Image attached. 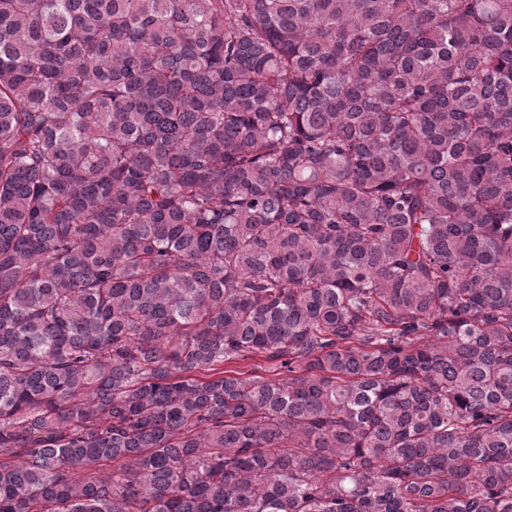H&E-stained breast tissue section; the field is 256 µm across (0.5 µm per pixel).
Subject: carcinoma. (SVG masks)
Wrapping results in <instances>:
<instances>
[{"label":"carcinoma","mask_w":512,"mask_h":512,"mask_svg":"<svg viewBox=\"0 0 512 512\" xmlns=\"http://www.w3.org/2000/svg\"><path fill=\"white\" fill-rule=\"evenodd\" d=\"M0 512H512V0H0ZM279 364V361L267 362L262 357L249 360L247 362L237 361V363L226 364L224 365V369L238 370L242 372L255 371L256 375L263 376L267 379H276L277 377L274 376V374L276 373L288 374V372H286V369H275L276 365Z\"/></svg>","instance_id":"obj_1"}]
</instances>
